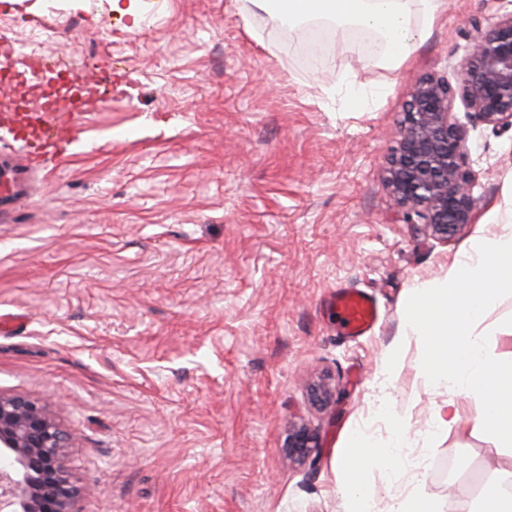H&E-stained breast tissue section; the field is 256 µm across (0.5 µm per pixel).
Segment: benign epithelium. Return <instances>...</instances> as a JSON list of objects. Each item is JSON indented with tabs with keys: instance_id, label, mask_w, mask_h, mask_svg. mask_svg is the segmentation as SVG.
Listing matches in <instances>:
<instances>
[{
	"instance_id": "obj_1",
	"label": "benign epithelium",
	"mask_w": 512,
	"mask_h": 512,
	"mask_svg": "<svg viewBox=\"0 0 512 512\" xmlns=\"http://www.w3.org/2000/svg\"><path fill=\"white\" fill-rule=\"evenodd\" d=\"M473 46L461 69L459 94L466 112L481 123L512 126V13L482 28L473 24ZM448 81L426 77L409 90L398 147L386 170V187L407 213L423 216L442 241L471 222L472 172L468 137L454 121ZM69 436L43 405L0 394V512H74L82 489L63 464ZM319 447L304 427L288 433V454L310 458Z\"/></svg>"
}]
</instances>
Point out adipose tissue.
I'll return each instance as SVG.
<instances>
[{
    "label": "adipose tissue",
    "instance_id": "obj_1",
    "mask_svg": "<svg viewBox=\"0 0 512 512\" xmlns=\"http://www.w3.org/2000/svg\"><path fill=\"white\" fill-rule=\"evenodd\" d=\"M443 0H423L424 26H416L403 0H265L280 20L307 23L326 20L336 26H353L377 34V53L367 65H401L415 51L433 26ZM491 212L493 230L474 237L469 247L448 267L444 278L415 283L404 304L401 342L387 356L383 371L394 377L403 366L405 344L417 343L425 350L417 372L442 395L431 414L433 432L444 434L455 428L470 433L495 435L503 447H512V354H496L489 342L493 336H511L512 324L487 326L504 288H512V224ZM481 403L476 416H464L457 404L461 395ZM393 445L379 448L371 438L351 433L336 458L338 487L347 512H375L374 500L365 495V479L382 469L388 475L390 512H512V463L494 470L471 502L448 499L438 506L415 493L398 492L395 484L412 485L423 474L421 462L403 455L408 424L395 419Z\"/></svg>",
    "mask_w": 512,
    "mask_h": 512
}]
</instances>
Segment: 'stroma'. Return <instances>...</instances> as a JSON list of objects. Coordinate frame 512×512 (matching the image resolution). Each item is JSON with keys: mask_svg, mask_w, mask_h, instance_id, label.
Wrapping results in <instances>:
<instances>
[{"mask_svg": "<svg viewBox=\"0 0 512 512\" xmlns=\"http://www.w3.org/2000/svg\"><path fill=\"white\" fill-rule=\"evenodd\" d=\"M512 0H445L398 68L366 67L347 31L321 61L259 0H0V36L113 83L87 122L94 153L42 157L0 223V394L47 405L70 436L76 512H346L336 456L352 431L392 437L376 384L409 288L444 275L512 204V127L469 118L471 224L449 242L406 220L385 185L409 87L458 86L472 24ZM383 318L343 335L339 289ZM408 345L389 386L424 497L467 501L495 436L426 440L441 397ZM329 377L330 404L311 385ZM319 447L298 464L288 427Z\"/></svg>", "mask_w": 512, "mask_h": 512, "instance_id": "stroma-1", "label": "stroma"}]
</instances>
